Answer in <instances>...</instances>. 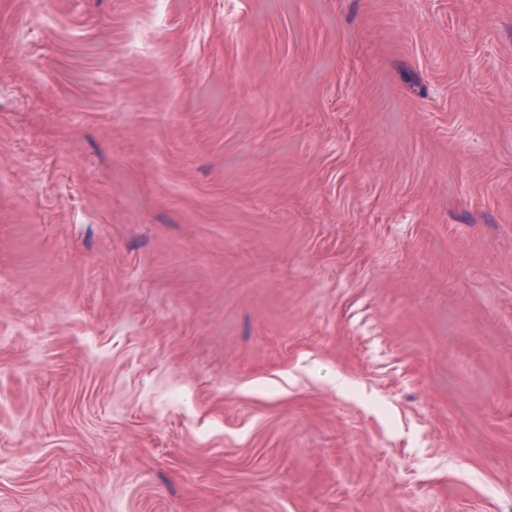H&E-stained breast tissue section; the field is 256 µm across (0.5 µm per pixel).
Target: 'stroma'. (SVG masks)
Returning a JSON list of instances; mask_svg holds the SVG:
<instances>
[{"mask_svg":"<svg viewBox=\"0 0 512 512\" xmlns=\"http://www.w3.org/2000/svg\"><path fill=\"white\" fill-rule=\"evenodd\" d=\"M0 512H512V0H0Z\"/></svg>","mask_w":512,"mask_h":512,"instance_id":"stroma-1","label":"stroma"}]
</instances>
